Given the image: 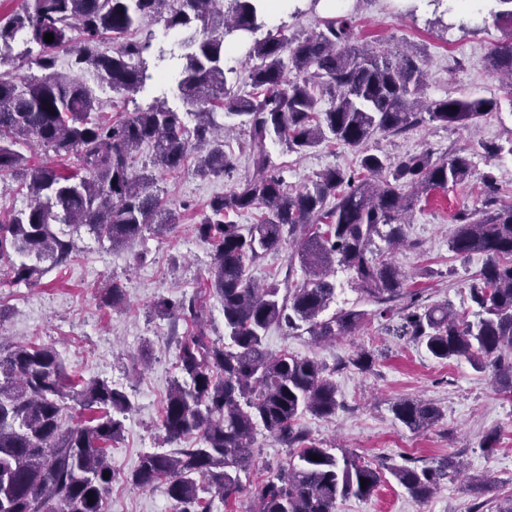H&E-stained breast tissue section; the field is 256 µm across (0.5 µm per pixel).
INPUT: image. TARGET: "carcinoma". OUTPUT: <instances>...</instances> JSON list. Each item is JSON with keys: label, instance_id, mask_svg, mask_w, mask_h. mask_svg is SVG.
<instances>
[{"label": "carcinoma", "instance_id": "obj_1", "mask_svg": "<svg viewBox=\"0 0 512 512\" xmlns=\"http://www.w3.org/2000/svg\"><path fill=\"white\" fill-rule=\"evenodd\" d=\"M266 3L229 0L220 10L214 0H19L0 19V67H28L0 77V173L18 176L31 202L0 224V266H9L13 281L34 283L45 273L42 263L62 266L75 257L69 228L84 227L97 240L125 248L150 225L157 232L171 229L179 215L153 172L133 168V152L151 145L154 164L168 172L195 153L198 175H227L235 163L216 135L224 131L216 114L238 118L248 130L254 175L211 199L195 225L199 238L214 245L204 287L222 307L224 343L202 334L179 343L180 377L167 395L162 428L166 441L189 439L192 446L176 455L145 454L131 481L142 487L165 482L180 512H210L202 492L228 508L244 490L240 472L250 465L261 426L300 450L298 462H288L263 485L255 512H336L337 500L370 495L386 471L411 497L426 500L456 472L453 457L420 468L388 466L355 454L339 459L306 442L295 421L306 412L336 414L343 407L336 383L315 359L272 356L263 340L273 324L318 340L360 326L361 310L321 318L336 295L329 275L338 264L353 272L366 300L380 305L379 316L391 315V303L403 301L397 335L425 344L441 362L465 358L479 369L492 368L495 382L512 393V203L500 202L493 175H484L482 208L455 213L458 227L449 243L457 254L485 256L470 286L475 320L446 304L419 308L406 274L373 249L377 237L390 247L402 236L410 190L445 189L465 182L472 171L464 149L436 158L428 150L397 160L379 155L369 148L374 134H398L426 121L465 127L496 111L498 102L481 96L420 102L426 60L359 44L350 15L327 19L306 36L282 25L254 40L248 52L251 90L234 91L228 87L235 68L225 57L227 38L266 27ZM487 10L495 23H509L508 40L491 48L487 66L512 77V0H488ZM146 17H160L183 35L176 89L192 107V127L165 99L115 122L98 115L101 99L87 77L120 95L136 94L152 79L145 58L152 34L128 38ZM74 30L80 32L75 45ZM47 34L53 42L44 40ZM105 40L112 50L100 49ZM61 48L73 57L67 72L56 70ZM325 99L329 107L323 109ZM274 142L300 155L324 143L341 145L358 154V164L328 167L290 192L281 176L269 172ZM21 144L70 156L75 169L65 174L35 164L17 149ZM254 209L261 210L255 224L226 220ZM295 237L307 280L284 294L276 282L257 286L250 266ZM155 312L196 324L203 316L197 294L162 297ZM73 403L95 416L63 426ZM130 410L127 394L104 380L69 381L53 347L0 342V512H103L115 476L106 450L120 437ZM393 411L413 431L440 418L436 407L418 400H402Z\"/></svg>", "mask_w": 512, "mask_h": 512}]
</instances>
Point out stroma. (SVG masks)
<instances>
[{"mask_svg":"<svg viewBox=\"0 0 512 512\" xmlns=\"http://www.w3.org/2000/svg\"><path fill=\"white\" fill-rule=\"evenodd\" d=\"M357 22L362 42L381 49H414L427 60L423 98L449 95L495 98L500 108L479 123L443 127L427 122L405 133H377L374 152L397 159L430 150L440 156L464 148L472 155L471 176L462 184L436 189L415 198L403 219L405 246L394 260L408 277L411 289L424 306L450 304L455 310L473 311L469 287L483 265L481 256L462 257L449 251L456 230L454 214L462 208L481 207L483 177L493 174L500 200L512 201V84L489 70L490 49L506 40L507 27L493 22H468L466 28L444 27L431 8L413 7L410 0H350L347 8ZM246 130L239 127L226 140V151L236 159L233 177L200 178L193 172L195 157L174 173H159L170 204L181 213L172 230L157 234L147 229L135 249H114L86 229L74 232L77 253L72 262L48 269L38 284L13 282L8 267L0 266V303L10 313L0 320V342L7 345L52 346L60 354L71 380L101 379L125 391L132 409L121 437L108 449L116 473L104 512H177L166 486L139 487L129 482L142 455L175 453L165 443L161 410L172 380L178 377V344L192 331L191 324L155 316L154 302L162 296L193 295L199 291L212 261L213 249L194 230L209 201L227 192L235 181L251 175L245 148ZM502 146L494 159L482 147ZM272 158L290 189H297L323 169L352 168L357 155L345 147L322 145L299 155L280 145ZM293 246L267 252L250 268L257 282L287 285L302 282L305 272L293 261ZM336 299L331 310L356 307L365 320L351 335L315 341L286 325L270 327L264 346L270 353L309 356L332 373L343 403L335 415H302L296 427L310 440L350 452L367 460L394 465L415 461L429 465L455 455L460 476L440 482L427 500L412 498L394 479L383 481L365 498L338 502L336 512H473L489 500L485 512L512 497V394L500 391L492 371H476L464 359L439 362L424 345L396 336V319L375 316L374 304L361 298L348 271L336 270ZM120 287L123 301L112 307L104 302L112 287ZM373 355L370 370L354 368L350 360L359 350ZM402 399H421L441 412L436 425L413 432L394 416L392 406ZM497 443L485 449L486 435ZM293 446L258 431L251 467L241 477L244 491L233 512H254L263 482L286 466ZM491 475L494 489L478 494L471 479Z\"/></svg>","mask_w":512,"mask_h":512,"instance_id":"1","label":"stroma"}]
</instances>
